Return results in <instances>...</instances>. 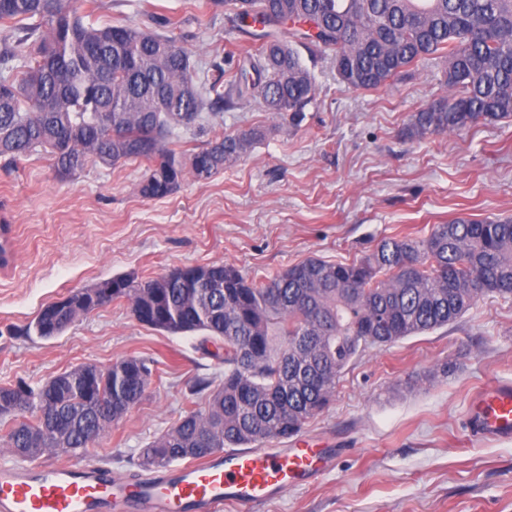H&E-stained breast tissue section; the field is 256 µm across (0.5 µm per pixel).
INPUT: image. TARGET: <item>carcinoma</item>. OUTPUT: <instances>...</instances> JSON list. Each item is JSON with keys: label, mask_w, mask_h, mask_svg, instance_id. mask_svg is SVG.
<instances>
[{"label": "carcinoma", "mask_w": 512, "mask_h": 512, "mask_svg": "<svg viewBox=\"0 0 512 512\" xmlns=\"http://www.w3.org/2000/svg\"><path fill=\"white\" fill-rule=\"evenodd\" d=\"M258 41L237 71L201 79L190 53L166 34L84 21L87 0H0L12 44L0 54V157L43 152L71 176L90 158L145 160L141 193L163 198L186 178L206 182L265 136L245 127L191 153L165 140L204 110L256 101L297 125L316 95L294 48L331 53L353 90H375L438 56L446 94L415 112L411 139L512 118V0H213ZM288 29L289 39L281 38ZM142 325L203 332L224 348V381L199 379L206 407L143 449V465L197 460L298 436L330 403L345 367L366 348L448 326L482 296L512 297V218L455 217L425 237L382 240L349 264L307 258L256 287L224 264L146 280L106 279ZM72 318L45 305L24 334L50 339ZM151 369L136 357L95 379L94 397L72 389L50 403L43 387L16 398L0 387V444L21 459L96 447L111 420L144 396Z\"/></svg>", "instance_id": "carcinoma-1"}]
</instances>
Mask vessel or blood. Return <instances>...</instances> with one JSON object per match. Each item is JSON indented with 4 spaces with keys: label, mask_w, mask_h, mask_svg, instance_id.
Masks as SVG:
<instances>
[{
    "label": "vessel or blood",
    "mask_w": 512,
    "mask_h": 512,
    "mask_svg": "<svg viewBox=\"0 0 512 512\" xmlns=\"http://www.w3.org/2000/svg\"><path fill=\"white\" fill-rule=\"evenodd\" d=\"M477 437L512 436V385L477 393L467 412ZM329 448L235 450L164 467L136 481L112 476L96 460L0 463V512H252L291 486L322 475Z\"/></svg>",
    "instance_id": "b4317fda"
}]
</instances>
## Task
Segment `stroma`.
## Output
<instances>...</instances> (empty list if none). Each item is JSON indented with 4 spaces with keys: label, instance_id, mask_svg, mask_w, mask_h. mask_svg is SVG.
<instances>
[{
    "label": "stroma",
    "instance_id": "stroma-1",
    "mask_svg": "<svg viewBox=\"0 0 512 512\" xmlns=\"http://www.w3.org/2000/svg\"><path fill=\"white\" fill-rule=\"evenodd\" d=\"M97 3L101 24L166 21L201 71L233 68L246 44L212 0ZM299 55L316 83L301 126L254 102L204 112L194 127L174 129L168 147L187 152L245 126L266 136L212 179L183 181L165 198L141 194L140 160L91 161L63 178L45 154L0 157V219L13 254L0 268V386L149 360L143 399L88 452L113 475L144 474L143 448L186 412L204 410L205 395L189 388L202 377L220 383L222 359L200 333L148 328L121 302L51 340L21 335L44 305L112 276L141 280L195 265H230L259 286L307 258L349 263L384 238L424 237L458 216L512 217V121L404 135L411 115L445 92L440 59L355 91L330 55ZM500 383L512 384V298L481 297L451 325L366 349L302 432L336 448L331 470L254 512H512V438L476 437L466 423L474 394Z\"/></svg>",
    "mask_w": 512,
    "mask_h": 512
}]
</instances>
